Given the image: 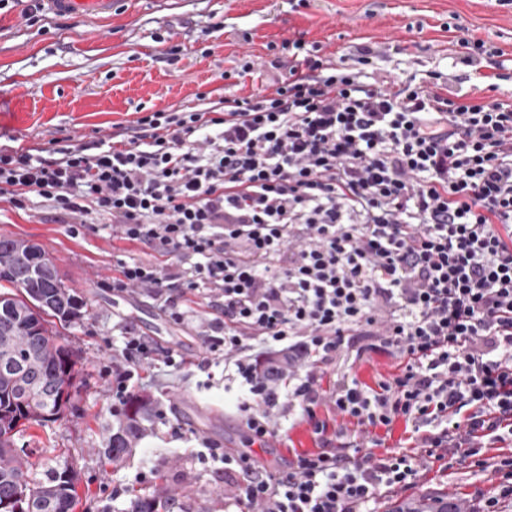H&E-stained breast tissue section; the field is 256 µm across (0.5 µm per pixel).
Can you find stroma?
Returning a JSON list of instances; mask_svg holds the SVG:
<instances>
[{
  "label": "stroma",
  "instance_id": "35a3bbf8",
  "mask_svg": "<svg viewBox=\"0 0 512 512\" xmlns=\"http://www.w3.org/2000/svg\"><path fill=\"white\" fill-rule=\"evenodd\" d=\"M22 0L0 7V149L45 146L57 139L79 144L107 137L138 112L222 110L225 98L249 95L288 73L285 40L317 44L333 63L357 68L354 48L368 43L378 55L365 68L377 80L420 85L439 76L449 90L480 102L512 97V0H117L106 20L43 11L21 17ZM481 39L502 49L496 62L472 56L457 41ZM177 56H169L170 47ZM253 59L246 74L242 66ZM32 240L56 263L65 285L83 301L82 316L60 337L78 361L79 375L61 419L17 433L16 447L33 462L65 449L78 474L75 512H126L136 494L172 500L170 512H234L224 499L221 463L203 457L204 445L248 454L272 467L289 449L313 450L310 425L294 424L266 447L250 443L240 426L235 390L223 366L203 373L200 336L175 324L136 288L108 289L118 259L149 260V253L119 239L104 218L82 224L59 216L33 197L23 208L0 201V236ZM159 337L185 361L172 370L144 365L135 391L150 396L159 416L147 424L133 454L114 465L98 455L112 422V365L120 361L127 328ZM500 454L451 468L431 463L412 488L385 495L394 502L429 491L447 495L464 512H480L475 490L494 494ZM146 473L138 481V473Z\"/></svg>",
  "mask_w": 512,
  "mask_h": 512
}]
</instances>
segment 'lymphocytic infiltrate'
<instances>
[{"label": "lymphocytic infiltrate", "mask_w": 512, "mask_h": 512, "mask_svg": "<svg viewBox=\"0 0 512 512\" xmlns=\"http://www.w3.org/2000/svg\"><path fill=\"white\" fill-rule=\"evenodd\" d=\"M295 60L274 90L222 111H155L106 139L0 152V197L105 218L155 261L119 260L112 289L146 288L175 322L176 297L215 310L201 332L208 371L234 369L251 442L277 420L321 443L282 471L208 448L248 512H378L415 486L422 460L512 438V101H465L447 84L367 82L285 41ZM113 396L141 365L181 368L127 331ZM400 372L371 387L372 356ZM336 372L331 391L320 368ZM328 405L355 430L330 429ZM404 421L418 455L376 454L372 430ZM357 377L373 385L380 377L389 378L397 372V362L385 356H374L370 361L356 365Z\"/></svg>", "instance_id": "obj_1"}]
</instances>
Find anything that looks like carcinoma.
I'll return each mask as SVG.
<instances>
[{
  "instance_id": "1",
  "label": "carcinoma",
  "mask_w": 512,
  "mask_h": 512,
  "mask_svg": "<svg viewBox=\"0 0 512 512\" xmlns=\"http://www.w3.org/2000/svg\"><path fill=\"white\" fill-rule=\"evenodd\" d=\"M0 512H74L77 474L63 453L46 463L44 477L24 448L14 447L20 422L58 420L76 378L73 354L57 337L81 317L83 303L67 288L54 260L38 244L0 236ZM152 401L128 400L107 437L102 457L114 464L136 447ZM389 512H448L438 492L411 498Z\"/></svg>"
}]
</instances>
